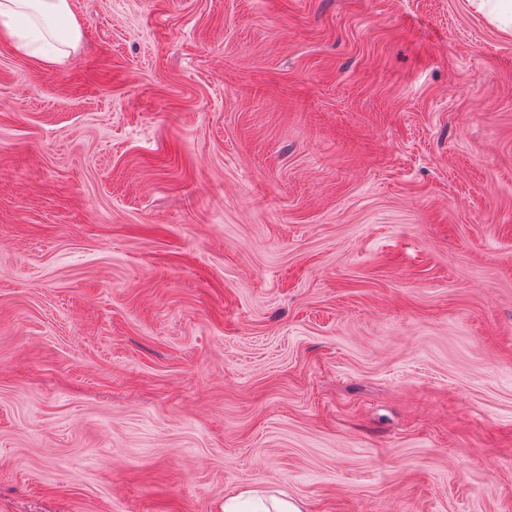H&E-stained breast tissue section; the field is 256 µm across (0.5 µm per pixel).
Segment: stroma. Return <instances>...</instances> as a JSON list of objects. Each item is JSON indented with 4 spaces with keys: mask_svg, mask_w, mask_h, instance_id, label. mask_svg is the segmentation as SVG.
Listing matches in <instances>:
<instances>
[{
    "mask_svg": "<svg viewBox=\"0 0 512 512\" xmlns=\"http://www.w3.org/2000/svg\"><path fill=\"white\" fill-rule=\"evenodd\" d=\"M70 6L0 42V512H512V30ZM69 0H1L0 34L33 59L62 63L75 49L81 33L71 22ZM279 494V496H267L263 489H247L235 497L224 500V512H241V510H239L241 505L240 500L245 496L247 497V501L262 502L265 498L270 501V508L261 507L257 508V510H253V512H305L303 508L304 505L301 502L288 499V496L283 492H279Z\"/></svg>",
    "mask_w": 512,
    "mask_h": 512,
    "instance_id": "stroma-1",
    "label": "stroma"
}]
</instances>
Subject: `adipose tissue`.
I'll list each match as a JSON object with an SVG mask.
<instances>
[{
	"instance_id": "obj_1",
	"label": "adipose tissue",
	"mask_w": 512,
	"mask_h": 512,
	"mask_svg": "<svg viewBox=\"0 0 512 512\" xmlns=\"http://www.w3.org/2000/svg\"><path fill=\"white\" fill-rule=\"evenodd\" d=\"M71 16L69 0H0V36L33 59L60 63L81 38Z\"/></svg>"
}]
</instances>
